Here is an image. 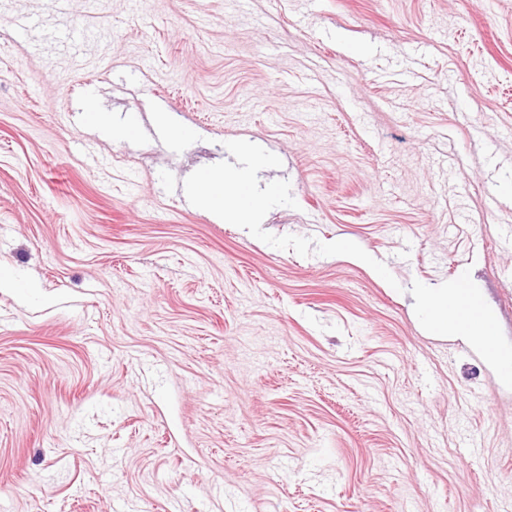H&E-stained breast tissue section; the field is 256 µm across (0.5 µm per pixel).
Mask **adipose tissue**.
Wrapping results in <instances>:
<instances>
[{
	"mask_svg": "<svg viewBox=\"0 0 512 512\" xmlns=\"http://www.w3.org/2000/svg\"><path fill=\"white\" fill-rule=\"evenodd\" d=\"M253 176V166L229 168L224 172L223 186H208L199 199L222 211L228 223H245L275 201L281 193L279 185L270 182L254 196L251 203H242L241 196L251 189ZM415 298L424 307L434 333L461 336L470 345L482 349L490 364L512 365V347L505 349L495 344V319L481 305L476 289L463 283L439 293L420 288Z\"/></svg>",
	"mask_w": 512,
	"mask_h": 512,
	"instance_id": "ef3b65f1",
	"label": "adipose tissue"
}]
</instances>
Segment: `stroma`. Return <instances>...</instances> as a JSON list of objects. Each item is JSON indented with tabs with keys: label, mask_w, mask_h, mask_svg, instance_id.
<instances>
[{
	"label": "stroma",
	"mask_w": 512,
	"mask_h": 512,
	"mask_svg": "<svg viewBox=\"0 0 512 512\" xmlns=\"http://www.w3.org/2000/svg\"><path fill=\"white\" fill-rule=\"evenodd\" d=\"M0 270L9 512H512V0H0ZM255 164L244 167H231L225 171H207V178L215 173L224 175V194L219 186L209 184L207 190L195 195L200 201L212 208L224 211V219L230 224H244L269 203L275 201L281 193L280 187L274 182L267 183L251 204H244L241 195L249 191L253 185ZM415 298L424 307L434 333L447 335L451 332L462 336L470 345L482 349L490 364L512 365V347L505 349L494 343L495 319L481 305L476 289L468 288L465 280L458 282L456 288L440 293L418 288ZM462 303L468 306L466 314H459L455 310Z\"/></svg>",
	"instance_id": "35a3bbf8"
}]
</instances>
